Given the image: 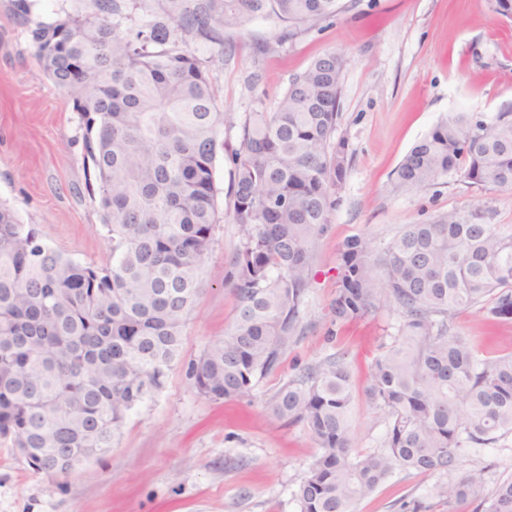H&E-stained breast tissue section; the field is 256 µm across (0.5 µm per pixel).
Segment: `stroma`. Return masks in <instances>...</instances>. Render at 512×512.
<instances>
[{
	"instance_id": "35a3bbf8",
	"label": "stroma",
	"mask_w": 512,
	"mask_h": 512,
	"mask_svg": "<svg viewBox=\"0 0 512 512\" xmlns=\"http://www.w3.org/2000/svg\"><path fill=\"white\" fill-rule=\"evenodd\" d=\"M341 11L323 28L288 40L282 27L256 19L221 31L220 42L191 40L208 60L230 48L209 70L224 126V150L214 166L217 208L226 211L230 161L245 121L275 111L293 78L326 51L343 54L336 137L347 145L340 202L317 242L313 278L302 321L276 369L256 379L240 398L213 400L187 377L189 363L233 324L237 300L224 270L239 244L237 225L215 227L204 268V289L183 328L180 356L163 389L125 420L111 450L65 478L35 472L0 437V512H300L294 492L315 444L303 423L275 419L279 389L300 370L342 353L352 391L350 435L359 453L381 450L386 413L365 394L368 366L398 335L401 319L388 304L331 336L339 250L361 235L383 248L407 224L478 208L512 225V190L468 187L459 174L417 189H399L394 171L413 146L451 112L491 116L512 108V21L489 0H340ZM89 0H0V202L43 241L72 260L101 266L111 242L99 201L87 191L83 127L69 97L42 72L31 31L66 15L82 16ZM452 332L483 355L512 353V321L488 326L477 309L458 312ZM487 468L488 483L512 475V434L491 446L468 449L463 469ZM440 474L395 471L355 512H474L477 503H445L435 494Z\"/></svg>"
}]
</instances>
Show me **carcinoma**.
<instances>
[{
  "label": "carcinoma",
  "mask_w": 512,
  "mask_h": 512,
  "mask_svg": "<svg viewBox=\"0 0 512 512\" xmlns=\"http://www.w3.org/2000/svg\"><path fill=\"white\" fill-rule=\"evenodd\" d=\"M90 2L86 16L31 35L41 70L81 115L88 191L99 196L112 262L77 263L0 206V434L51 478L110 450L129 411L163 387L202 289L219 223L224 113L189 40H216L257 17L287 25L293 39L340 9V0H166L162 15L124 28L113 18L126 0ZM343 67L342 55H319L275 111L244 123L225 213L242 234L224 274L237 315L188 367L205 397L248 395L297 331L346 176L345 143L333 142ZM448 173L512 190V111L448 113L403 157L395 184L424 187ZM339 275L334 321L360 319L382 300L401 318L366 391L389 421L382 450L353 451L343 355L279 390L273 416L304 423L317 448L295 492L300 512H353L396 470L450 476L435 486L450 504L474 497L481 512H512V476L485 498V469L453 477L466 449L512 434V353L483 357L448 325L473 307L493 323L512 320V226L477 209L406 224L382 250L353 235Z\"/></svg>",
  "instance_id": "carcinoma-1"
}]
</instances>
